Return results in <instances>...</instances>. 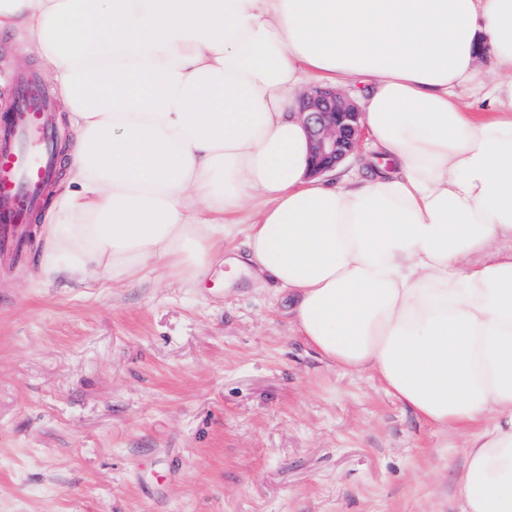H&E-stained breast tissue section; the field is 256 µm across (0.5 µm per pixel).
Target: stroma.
Returning <instances> with one entry per match:
<instances>
[{
    "label": "stroma",
    "mask_w": 512,
    "mask_h": 512,
    "mask_svg": "<svg viewBox=\"0 0 512 512\" xmlns=\"http://www.w3.org/2000/svg\"><path fill=\"white\" fill-rule=\"evenodd\" d=\"M27 34L0 33V121ZM0 250V512H459L463 432H434L369 374L327 365L287 292L252 282L243 236L206 277L43 283Z\"/></svg>",
    "instance_id": "stroma-1"
}]
</instances>
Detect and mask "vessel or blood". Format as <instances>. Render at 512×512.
<instances>
[{
    "mask_svg": "<svg viewBox=\"0 0 512 512\" xmlns=\"http://www.w3.org/2000/svg\"><path fill=\"white\" fill-rule=\"evenodd\" d=\"M11 120L12 136L0 144V249L24 256L25 220L55 165L52 116L37 86Z\"/></svg>",
    "mask_w": 512,
    "mask_h": 512,
    "instance_id": "obj_1",
    "label": "vessel or blood"
}]
</instances>
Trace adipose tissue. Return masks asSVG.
Here are the masks:
<instances>
[{"mask_svg": "<svg viewBox=\"0 0 512 512\" xmlns=\"http://www.w3.org/2000/svg\"><path fill=\"white\" fill-rule=\"evenodd\" d=\"M18 28L77 132L42 281L194 286L244 232L323 360L469 432L461 512H512V0H0ZM361 77L366 176L312 177L300 98Z\"/></svg>", "mask_w": 512, "mask_h": 512, "instance_id": "1", "label": "adipose tissue"}]
</instances>
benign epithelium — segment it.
Here are the masks:
<instances>
[{"mask_svg":"<svg viewBox=\"0 0 512 512\" xmlns=\"http://www.w3.org/2000/svg\"><path fill=\"white\" fill-rule=\"evenodd\" d=\"M303 111L311 135L314 173L333 168L358 148L362 112L348 96L316 88L303 96Z\"/></svg>","mask_w":512,"mask_h":512,"instance_id":"1","label":"benign epithelium"}]
</instances>
